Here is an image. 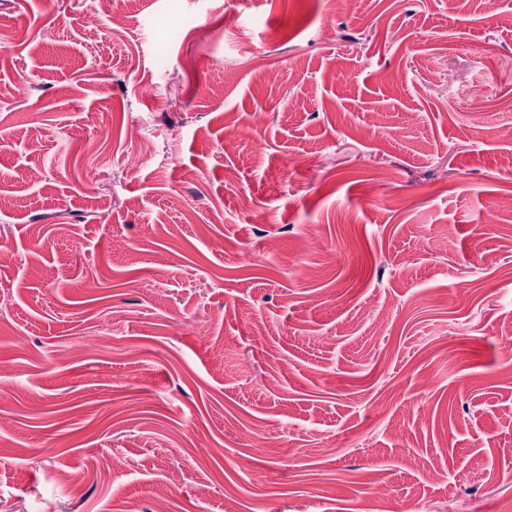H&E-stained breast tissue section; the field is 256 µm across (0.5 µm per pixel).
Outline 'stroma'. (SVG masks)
<instances>
[{"label": "stroma", "instance_id": "1", "mask_svg": "<svg viewBox=\"0 0 512 512\" xmlns=\"http://www.w3.org/2000/svg\"><path fill=\"white\" fill-rule=\"evenodd\" d=\"M118 7L0 0V512H503L512 0Z\"/></svg>", "mask_w": 512, "mask_h": 512}]
</instances>
